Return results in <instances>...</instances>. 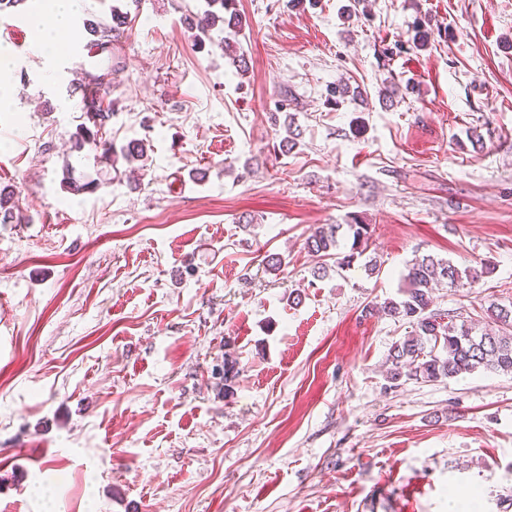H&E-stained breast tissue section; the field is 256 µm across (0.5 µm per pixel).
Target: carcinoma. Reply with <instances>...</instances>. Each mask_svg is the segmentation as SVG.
I'll return each mask as SVG.
<instances>
[{"label": "carcinoma", "instance_id": "obj_1", "mask_svg": "<svg viewBox=\"0 0 512 512\" xmlns=\"http://www.w3.org/2000/svg\"><path fill=\"white\" fill-rule=\"evenodd\" d=\"M111 17L110 24L98 18L85 20L84 29L92 44L105 48L123 33L129 23L128 12L114 6ZM186 20L195 30L194 41L199 48L217 41L227 50L234 46V42L224 38V28L231 29L236 36L243 31L235 0H195ZM112 115V111L87 113L93 127L80 125L73 136L72 149L80 152L88 146L115 163L124 160L133 171L144 169L148 160L144 141L118 147L103 138L102 128ZM18 220L19 208L14 192L7 188L0 190V223L11 224ZM339 230L338 224H324L307 238L306 245L316 257L336 255V268L344 271L354 267V262L366 253L370 225H347L351 240L347 253L340 251ZM493 271L494 268L487 264L479 270H462L451 261L432 255L411 261L404 275L402 297L368 306L371 311L405 320L413 327L410 335L392 344L389 350L388 379L438 382L479 368L512 373V303L489 305L486 318L495 325L490 331L476 330L461 313L450 311L445 315L432 309L435 291L442 284L446 283L450 288H470Z\"/></svg>", "mask_w": 512, "mask_h": 512}]
</instances>
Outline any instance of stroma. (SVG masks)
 <instances>
[{
  "label": "stroma",
  "instance_id": "35a3bbf8",
  "mask_svg": "<svg viewBox=\"0 0 512 512\" xmlns=\"http://www.w3.org/2000/svg\"><path fill=\"white\" fill-rule=\"evenodd\" d=\"M188 2L141 0L116 44L103 135L149 138L134 178L70 149L75 44L45 60L0 13V512H512V373L391 382L411 326L364 312L425 254L495 266L435 309L512 300V0H237L243 77ZM356 220L380 274L314 277L307 237ZM14 61L12 55L7 47L0 45V107L8 108L9 92L7 87V80L12 73Z\"/></svg>",
  "mask_w": 512,
  "mask_h": 512
}]
</instances>
